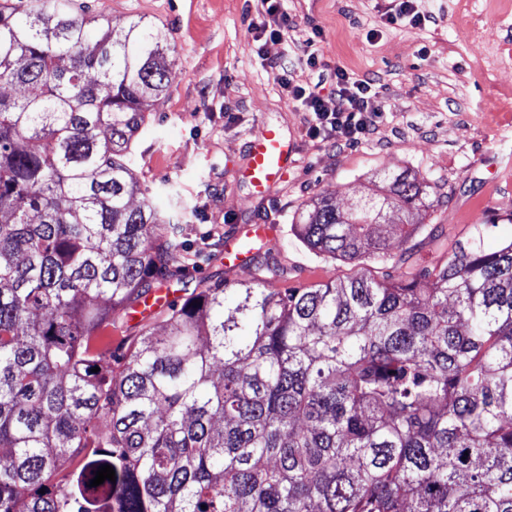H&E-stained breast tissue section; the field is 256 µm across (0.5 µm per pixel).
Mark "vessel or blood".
I'll return each instance as SVG.
<instances>
[{"instance_id": "vessel-or-blood-1", "label": "vessel or blood", "mask_w": 512, "mask_h": 512, "mask_svg": "<svg viewBox=\"0 0 512 512\" xmlns=\"http://www.w3.org/2000/svg\"><path fill=\"white\" fill-rule=\"evenodd\" d=\"M295 153L293 141L285 140L273 128H262L249 142L247 164L242 174L253 185L259 197L269 198L274 187L287 177ZM276 237V225L263 220L238 227L224 240L225 265L238 266L252 258L256 251L269 247ZM174 298V292L164 288L156 289L152 298L136 305V314L141 318L150 317Z\"/></svg>"}]
</instances>
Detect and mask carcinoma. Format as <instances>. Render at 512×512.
Returning a JSON list of instances; mask_svg holds the SVG:
<instances>
[{
	"mask_svg": "<svg viewBox=\"0 0 512 512\" xmlns=\"http://www.w3.org/2000/svg\"><path fill=\"white\" fill-rule=\"evenodd\" d=\"M162 41L0 0V512H512V240L486 250L490 224L389 282L281 293L256 255L253 283L94 345L177 276L180 216L133 204L127 152L170 82ZM384 182L295 235L384 260L386 210L432 207L411 172Z\"/></svg>",
	"mask_w": 512,
	"mask_h": 512,
	"instance_id": "cac0c4a2",
	"label": "carcinoma"
}]
</instances>
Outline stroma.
<instances>
[{
  "label": "stroma",
  "mask_w": 512,
  "mask_h": 512,
  "mask_svg": "<svg viewBox=\"0 0 512 512\" xmlns=\"http://www.w3.org/2000/svg\"><path fill=\"white\" fill-rule=\"evenodd\" d=\"M391 0H285L292 23L280 41L256 44L260 0H84L119 28L141 19L167 39L173 76L131 147L133 173L159 209L180 206L185 230L175 265L183 283L252 281L246 262L224 265V237L264 218L278 226L272 255L278 291L363 276L378 282L442 264L476 224L490 225L485 244L512 238V0H422L435 15L426 27H377ZM321 35L305 39L312 28ZM291 54L293 78L309 81L308 54L321 68L345 67L375 80L384 107L376 132L336 146L307 133L309 116L289 101L266 59ZM296 142L287 181L258 200L243 178L246 144L262 127ZM410 170L429 187L433 206L414 215L410 238L387 213V259L344 262L310 252L291 226L310 199L347 208L370 196L389 171Z\"/></svg>",
  "instance_id": "35a3bbf8"
}]
</instances>
